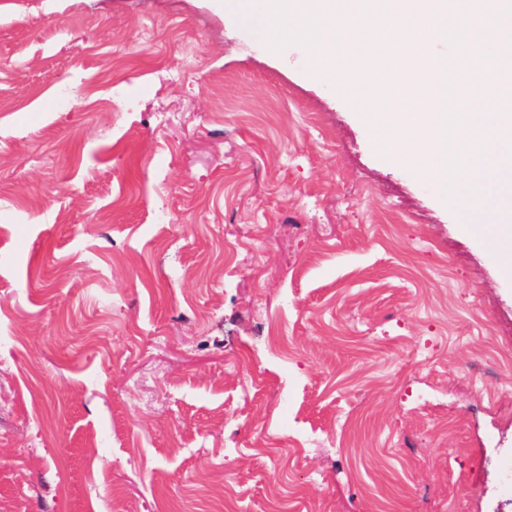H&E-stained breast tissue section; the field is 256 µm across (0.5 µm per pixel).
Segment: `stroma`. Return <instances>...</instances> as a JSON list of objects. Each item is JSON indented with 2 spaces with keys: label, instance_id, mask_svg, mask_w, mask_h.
Listing matches in <instances>:
<instances>
[{
  "label": "stroma",
  "instance_id": "stroma-1",
  "mask_svg": "<svg viewBox=\"0 0 512 512\" xmlns=\"http://www.w3.org/2000/svg\"><path fill=\"white\" fill-rule=\"evenodd\" d=\"M231 0H0V512H512V281Z\"/></svg>",
  "mask_w": 512,
  "mask_h": 512
}]
</instances>
